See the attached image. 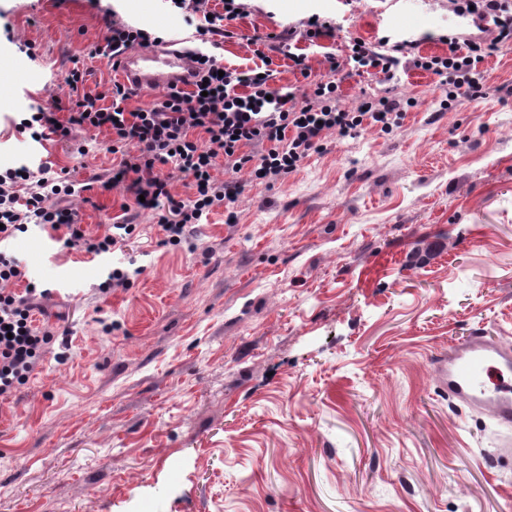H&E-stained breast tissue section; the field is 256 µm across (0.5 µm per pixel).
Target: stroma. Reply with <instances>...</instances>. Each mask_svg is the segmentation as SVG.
<instances>
[{"instance_id": "obj_1", "label": "stroma", "mask_w": 512, "mask_h": 512, "mask_svg": "<svg viewBox=\"0 0 512 512\" xmlns=\"http://www.w3.org/2000/svg\"><path fill=\"white\" fill-rule=\"evenodd\" d=\"M216 55L260 66L254 40L312 14L341 17L298 42L309 75L274 54L275 88L303 95L330 80L327 55L351 39L472 33L448 0H240ZM164 37L192 40L166 0H0V167L37 155L84 185L89 235L133 199L96 185L116 163L109 129L34 144L11 123L119 79L106 8ZM33 53H26L25 44ZM487 95L440 106L437 76L399 68L344 78L343 104L414 101L390 133L329 136L324 152L273 184L244 185L196 229L195 251L160 243L158 216L93 256L47 237L12 249L51 289L42 320L66 333L0 398V512H512L504 431L440 389L433 358L472 331L512 344V50L483 64ZM141 266L101 291L112 266Z\"/></svg>"}]
</instances>
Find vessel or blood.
<instances>
[{
	"mask_svg": "<svg viewBox=\"0 0 512 512\" xmlns=\"http://www.w3.org/2000/svg\"><path fill=\"white\" fill-rule=\"evenodd\" d=\"M118 70L135 89L189 87L193 67L184 50L160 49L123 53ZM441 389L470 410L491 416L498 426L512 429V346L475 331L462 343L434 359Z\"/></svg>",
	"mask_w": 512,
	"mask_h": 512,
	"instance_id": "1",
	"label": "vessel or blood"
}]
</instances>
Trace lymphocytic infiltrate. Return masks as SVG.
Segmentation results:
<instances>
[{"instance_id":"lymphocytic-infiltrate-1","label":"lymphocytic infiltrate","mask_w":512,"mask_h":512,"mask_svg":"<svg viewBox=\"0 0 512 512\" xmlns=\"http://www.w3.org/2000/svg\"><path fill=\"white\" fill-rule=\"evenodd\" d=\"M236 0H224L220 12H209L208 0H178L187 23L193 24L200 46L188 49L195 71L190 88H172L149 105L129 111L125 102L130 93L114 85L112 103L100 105L98 96L84 92V74L70 70L64 83L76 95L66 124L54 114L60 108L58 97L49 107L20 113L13 124L33 142L46 139L48 133L68 136L72 128L86 131L111 129L113 153L120 161L112 177L102 181L109 190L127 182L136 196L137 209L159 213L158 226L163 245L183 249L190 243L197 224L206 219L220 202H234L243 191L235 172L248 170L256 182L269 183L296 172L313 153L323 152L328 134L347 137L363 126L391 132L403 118L412 100L393 96L367 98L356 107L342 104L339 85L334 81L317 83L312 93L295 96L273 89L270 57H263L262 68L246 71L222 68L214 53L220 38L230 37L228 21L237 17ZM452 11L471 16L478 29L490 24L492 39L473 34H449L444 55L415 53L410 40L359 41L348 45L345 59L328 56L329 69L339 73L351 69L358 75L371 72L391 79L400 61L440 79L444 91L442 108L453 109L462 100L483 98L486 90L484 71L479 68L486 57L512 47V0H448ZM340 23L332 18H316L304 29L289 26L270 35L279 51L287 54L300 73L309 66L305 54L292 51L297 40L316 42ZM158 38L147 28L113 20L99 53L117 58L132 46H149ZM233 172L232 178L217 181V166ZM190 179L194 188L191 200H175L169 186L175 177ZM79 191L64 173L50 165L22 163L0 170V397L10 396L24 385L43 362L55 341L54 326H36L34 315L41 310L48 290L29 282L24 292L12 291L11 283L25 278L21 260L9 243L17 235L37 232L48 235L68 230L65 248L100 255L123 245L136 226L125 221L108 225L103 234L88 235L77 226L78 214L71 204Z\"/></svg>"}]
</instances>
